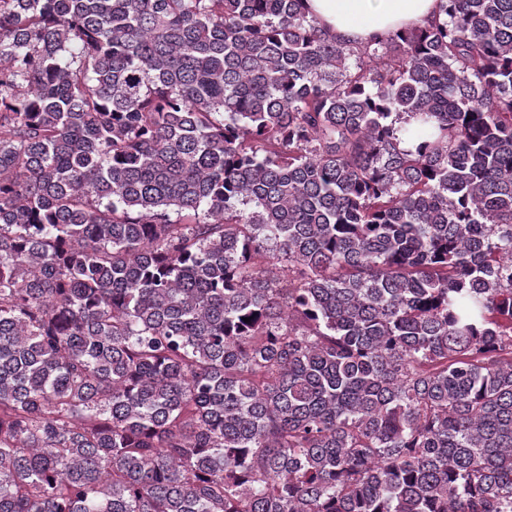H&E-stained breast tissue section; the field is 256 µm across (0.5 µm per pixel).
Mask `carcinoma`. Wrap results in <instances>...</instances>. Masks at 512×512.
Returning <instances> with one entry per match:
<instances>
[{
    "instance_id": "obj_1",
    "label": "carcinoma",
    "mask_w": 512,
    "mask_h": 512,
    "mask_svg": "<svg viewBox=\"0 0 512 512\" xmlns=\"http://www.w3.org/2000/svg\"><path fill=\"white\" fill-rule=\"evenodd\" d=\"M439 11L0 0V512H512V0ZM436 5L437 0H304L303 9L338 39L364 42L431 21Z\"/></svg>"
}]
</instances>
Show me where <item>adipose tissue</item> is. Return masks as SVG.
<instances>
[{
  "label": "adipose tissue",
  "mask_w": 512,
  "mask_h": 512,
  "mask_svg": "<svg viewBox=\"0 0 512 512\" xmlns=\"http://www.w3.org/2000/svg\"><path fill=\"white\" fill-rule=\"evenodd\" d=\"M437 0H304L303 9L338 39L364 42L431 21Z\"/></svg>",
  "instance_id": "obj_1"
}]
</instances>
